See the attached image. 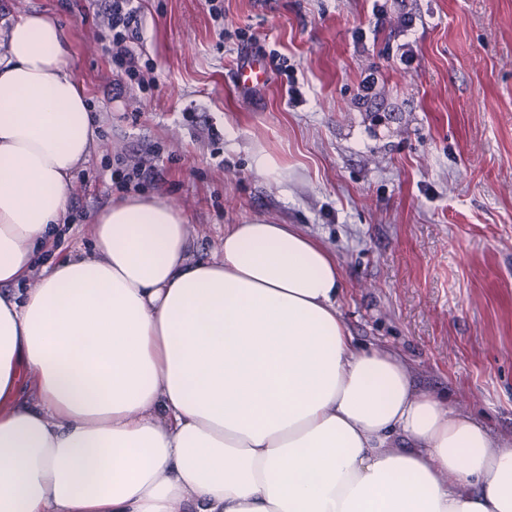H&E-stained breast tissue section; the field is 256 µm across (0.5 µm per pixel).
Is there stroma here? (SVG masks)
Masks as SVG:
<instances>
[{"label":"stroma","mask_w":512,"mask_h":512,"mask_svg":"<svg viewBox=\"0 0 512 512\" xmlns=\"http://www.w3.org/2000/svg\"><path fill=\"white\" fill-rule=\"evenodd\" d=\"M100 4L0 0V52L18 15L66 25L98 130L40 264L91 251L93 217L118 197L112 170L153 156L162 176L141 193L181 210L190 260L216 256L229 224L298 225L338 262L358 348L399 351L416 387L512 438V0H387L379 29L372 0H224L220 24L201 0H138L156 84L115 100ZM239 28L264 86L236 83Z\"/></svg>","instance_id":"1"}]
</instances>
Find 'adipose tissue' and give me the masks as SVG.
I'll return each mask as SVG.
<instances>
[{
    "label": "adipose tissue",
    "mask_w": 512,
    "mask_h": 512,
    "mask_svg": "<svg viewBox=\"0 0 512 512\" xmlns=\"http://www.w3.org/2000/svg\"><path fill=\"white\" fill-rule=\"evenodd\" d=\"M68 45L26 13L0 54V512H512V438L357 348L293 225L192 262L181 211L126 196L37 268L97 142Z\"/></svg>",
    "instance_id": "ef3b65f1"
}]
</instances>
